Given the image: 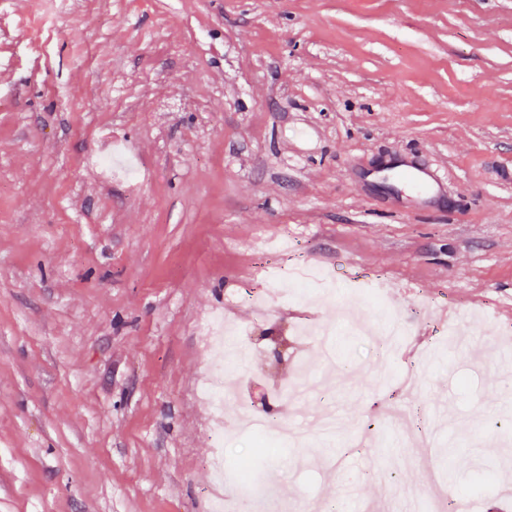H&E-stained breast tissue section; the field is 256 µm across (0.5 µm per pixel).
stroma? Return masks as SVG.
Returning <instances> with one entry per match:
<instances>
[{"instance_id":"1","label":"stroma","mask_w":512,"mask_h":512,"mask_svg":"<svg viewBox=\"0 0 512 512\" xmlns=\"http://www.w3.org/2000/svg\"><path fill=\"white\" fill-rule=\"evenodd\" d=\"M298 267L335 287L256 319ZM244 401L336 435L241 512L512 489V0H0V512H211Z\"/></svg>"}]
</instances>
